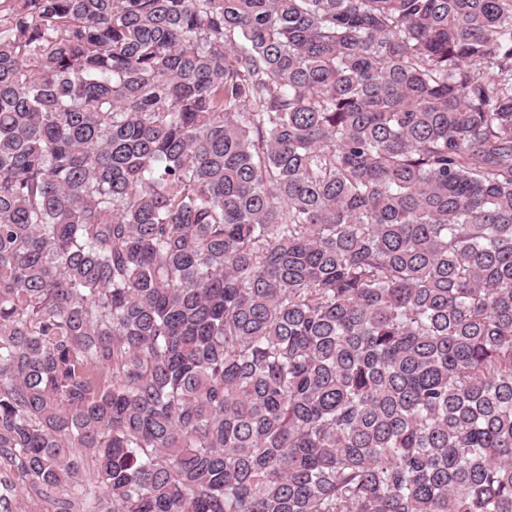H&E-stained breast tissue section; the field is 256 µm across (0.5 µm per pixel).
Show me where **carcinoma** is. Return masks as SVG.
<instances>
[{"label": "carcinoma", "mask_w": 512, "mask_h": 512, "mask_svg": "<svg viewBox=\"0 0 512 512\" xmlns=\"http://www.w3.org/2000/svg\"><path fill=\"white\" fill-rule=\"evenodd\" d=\"M14 2L0 512H512V0Z\"/></svg>", "instance_id": "cac0c4a2"}]
</instances>
